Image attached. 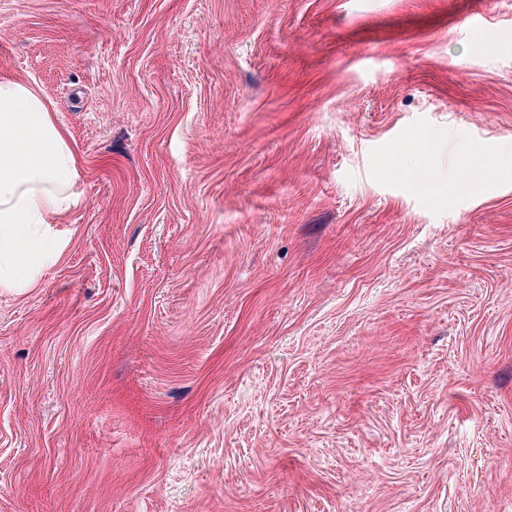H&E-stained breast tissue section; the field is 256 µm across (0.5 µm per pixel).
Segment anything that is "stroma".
<instances>
[{
	"mask_svg": "<svg viewBox=\"0 0 512 512\" xmlns=\"http://www.w3.org/2000/svg\"><path fill=\"white\" fill-rule=\"evenodd\" d=\"M0 75L82 193L0 512H512V0H0Z\"/></svg>",
	"mask_w": 512,
	"mask_h": 512,
	"instance_id": "obj_1",
	"label": "stroma"
}]
</instances>
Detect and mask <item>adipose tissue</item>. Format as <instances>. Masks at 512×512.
<instances>
[{
    "instance_id": "adipose-tissue-1",
    "label": "adipose tissue",
    "mask_w": 512,
    "mask_h": 512,
    "mask_svg": "<svg viewBox=\"0 0 512 512\" xmlns=\"http://www.w3.org/2000/svg\"><path fill=\"white\" fill-rule=\"evenodd\" d=\"M79 163L48 101L28 83L0 78V288H28L56 261L48 226L81 201Z\"/></svg>"
}]
</instances>
